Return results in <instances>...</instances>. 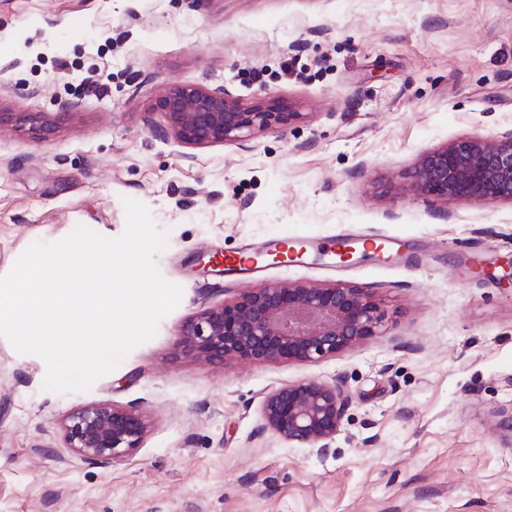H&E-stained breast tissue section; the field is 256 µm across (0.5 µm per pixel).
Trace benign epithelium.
<instances>
[{
	"label": "benign epithelium",
	"instance_id": "1",
	"mask_svg": "<svg viewBox=\"0 0 512 512\" xmlns=\"http://www.w3.org/2000/svg\"><path fill=\"white\" fill-rule=\"evenodd\" d=\"M164 117L155 135L194 146L237 142L298 116L286 103L245 104L225 92L175 86L154 103ZM413 190L434 201L476 198L512 202V132L499 139L463 138L423 153L411 175ZM383 313L362 288L276 283L219 303L185 322L179 355L208 363L235 358L258 363L314 362L373 335ZM347 404L339 385L302 380L270 392L265 426L301 447H328ZM65 440L80 455L119 461L140 447L149 425L140 414L105 404L70 413Z\"/></svg>",
	"mask_w": 512,
	"mask_h": 512
}]
</instances>
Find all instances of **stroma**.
Masks as SVG:
<instances>
[{"mask_svg": "<svg viewBox=\"0 0 512 512\" xmlns=\"http://www.w3.org/2000/svg\"><path fill=\"white\" fill-rule=\"evenodd\" d=\"M174 85L279 100L298 117L231 144L161 139ZM48 112L49 131L18 125ZM512 131V0H0V277L32 243L126 225L167 236L183 290L154 338L85 392L0 335V512H512V202L414 194L419 156ZM384 252L345 263L338 238ZM310 239L304 264L228 277L222 256ZM284 281L365 289L373 336L317 362L176 357L183 323ZM343 385L329 448L267 429L271 391ZM142 414L140 448H69L89 403Z\"/></svg>", "mask_w": 512, "mask_h": 512, "instance_id": "stroma-1", "label": "stroma"}]
</instances>
